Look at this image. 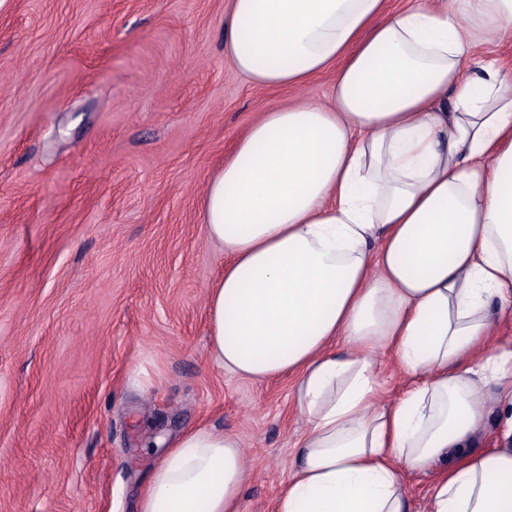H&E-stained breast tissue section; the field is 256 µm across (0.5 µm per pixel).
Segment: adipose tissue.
Segmentation results:
<instances>
[{
  "instance_id": "adipose-tissue-1",
  "label": "adipose tissue",
  "mask_w": 512,
  "mask_h": 512,
  "mask_svg": "<svg viewBox=\"0 0 512 512\" xmlns=\"http://www.w3.org/2000/svg\"><path fill=\"white\" fill-rule=\"evenodd\" d=\"M512 33V0H230L224 52L263 88L333 76L331 102L262 113L209 182L224 253L209 353L253 380L293 375L305 429L277 512H512V75L473 42ZM413 378L384 402L379 354ZM503 441L479 447L487 406ZM239 437L185 432L139 512H238ZM435 479V473L430 471L426 474H407L404 483L407 495L413 503L415 512H424V505L429 489Z\"/></svg>"
}]
</instances>
